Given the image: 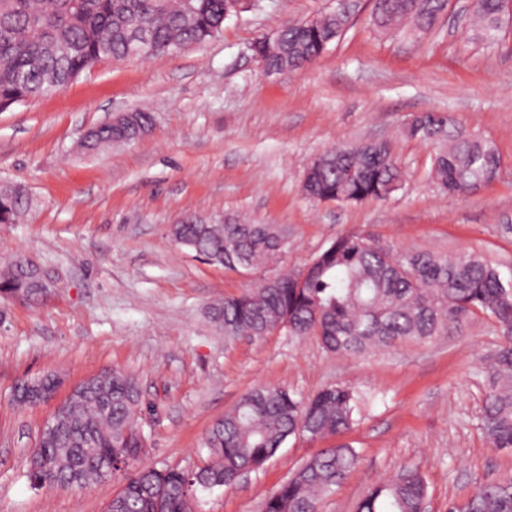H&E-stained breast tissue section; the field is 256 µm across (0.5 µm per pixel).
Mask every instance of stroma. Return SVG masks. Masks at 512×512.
<instances>
[{"label":"stroma","instance_id":"stroma-1","mask_svg":"<svg viewBox=\"0 0 512 512\" xmlns=\"http://www.w3.org/2000/svg\"><path fill=\"white\" fill-rule=\"evenodd\" d=\"M333 6L249 0L218 38L151 60L97 63L49 95L0 111V184L23 185L31 199L23 223L0 224V261L27 259L51 282L34 302L0 297V512H105L124 488L121 472L84 487L34 486L28 456L55 404L21 406L13 397L21 381L55 374L61 399L112 367L141 392L149 441L138 465L188 472L207 458L212 423L251 389L307 397L339 384L364 394L348 431L289 439L233 486L197 492L195 512H263L307 458L339 444L360 461L321 512H353L369 487L408 463L428 480L430 512L512 477V450L492 447L479 427L482 370L501 345L487 318L365 356L331 354L315 337L284 329L230 341L209 305L254 274L207 263L170 235L189 213L211 222L240 215L285 229L290 267L357 233L398 251L474 249L512 272V18L493 43L449 17L415 42L374 32L364 0L316 62L266 74L255 40ZM134 110L153 116L144 138L81 148L87 129ZM428 111L452 113L492 138L499 179L463 197L441 193L426 175L427 149L400 135L412 115ZM358 139L394 143L403 188L356 205L306 197V166Z\"/></svg>","mask_w":512,"mask_h":512}]
</instances>
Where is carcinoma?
Returning <instances> with one entry per match:
<instances>
[{
    "instance_id": "obj_1",
    "label": "carcinoma",
    "mask_w": 512,
    "mask_h": 512,
    "mask_svg": "<svg viewBox=\"0 0 512 512\" xmlns=\"http://www.w3.org/2000/svg\"><path fill=\"white\" fill-rule=\"evenodd\" d=\"M0 0V110L53 92L102 60L128 57L132 28L145 30L146 58L158 57L215 37L229 0ZM505 0H474L471 25L494 41ZM448 11V0H374L373 26L382 33L407 32L416 39L433 32ZM353 15L342 9L317 22L287 23L278 40L255 41L269 70H297L317 60L347 32ZM151 113H125L112 125L90 128L88 150L135 141L151 131ZM403 136L430 149L429 174L450 197L467 195L495 182L502 160L495 143L458 125L445 112H421L403 127ZM405 170L389 140H359L323 153L304 171V194L320 202L358 204L385 199L402 189ZM29 198L18 185H0V224H16ZM171 236L210 263L231 270L265 272L283 262L284 233L275 224H175ZM38 274L22 259L0 270V294L41 295ZM213 322L230 339L261 337L278 328L292 336H316L341 355L363 356L408 342L431 340L471 315L491 319L503 334L512 329V278L476 251L442 257L425 250L398 252L359 234L336 238L297 268L262 276L236 295L211 306ZM487 368L490 393L480 429L496 448H512V335L505 337ZM84 395L66 420L47 430L33 453L42 468L31 482L83 486L102 477L88 459L112 458L114 471L138 460L147 436L141 424L140 393L120 369L81 383ZM359 395L329 385L306 398L288 388L266 386L245 393L215 421L203 446L208 460L194 473L144 467L127 480L114 512H188L197 489L230 487L244 468H262L286 440L298 435H337L355 422ZM359 462L349 445L325 448L308 458L265 501L263 512H319L323 498ZM428 483L416 466L402 467L373 485L355 512H427ZM448 512H512V479L482 486Z\"/></svg>"
}]
</instances>
